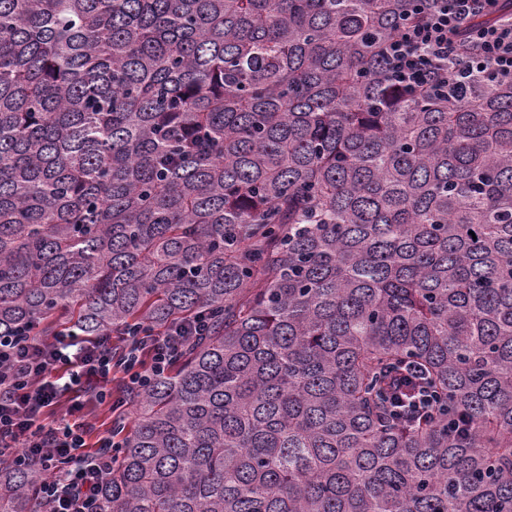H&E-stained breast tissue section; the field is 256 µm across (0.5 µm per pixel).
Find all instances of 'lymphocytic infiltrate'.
Returning a JSON list of instances; mask_svg holds the SVG:
<instances>
[{"label":"lymphocytic infiltrate","instance_id":"obj_1","mask_svg":"<svg viewBox=\"0 0 512 512\" xmlns=\"http://www.w3.org/2000/svg\"><path fill=\"white\" fill-rule=\"evenodd\" d=\"M500 0H437L419 7L384 54L398 85L416 87L462 73L458 93L486 75L512 82V17L491 28H468L476 13H495ZM203 333L202 323L170 333H111L81 343L61 336L0 340V457L18 452V462L46 475L40 487L41 512H94L97 496L112 472L119 433L92 434L84 419V402L109 404L114 421L123 417L126 394L146 388L168 372L172 358ZM410 397L392 392L401 423L435 416V403L419 371H412ZM119 389H111L112 381ZM66 414L55 417L58 406Z\"/></svg>","mask_w":512,"mask_h":512}]
</instances>
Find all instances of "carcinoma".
I'll return each instance as SVG.
<instances>
[{"mask_svg":"<svg viewBox=\"0 0 512 512\" xmlns=\"http://www.w3.org/2000/svg\"><path fill=\"white\" fill-rule=\"evenodd\" d=\"M414 4L0 0V336L208 323L97 512H512V83L394 86ZM411 374V375H410ZM406 379L413 381L416 384L414 393L410 398L405 399L398 391L401 387V380H394L390 390L392 399L396 404L394 408L397 418L401 423L408 424L412 420L422 416L434 417L436 415L435 403L432 400L428 389L425 387V378L419 373L417 368H412L411 373L405 375Z\"/></svg>","mask_w":512,"mask_h":512,"instance_id":"cac0c4a2","label":"carcinoma"}]
</instances>
